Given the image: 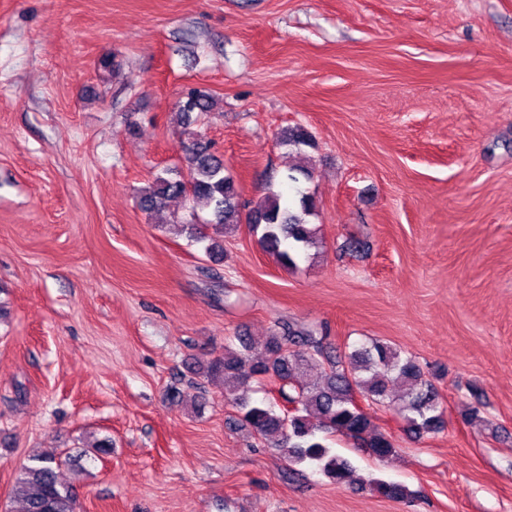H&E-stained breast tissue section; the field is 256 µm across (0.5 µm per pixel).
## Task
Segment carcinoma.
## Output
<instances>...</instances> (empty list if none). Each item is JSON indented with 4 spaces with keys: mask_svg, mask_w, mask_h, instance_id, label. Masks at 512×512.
I'll return each mask as SVG.
<instances>
[{
    "mask_svg": "<svg viewBox=\"0 0 512 512\" xmlns=\"http://www.w3.org/2000/svg\"><path fill=\"white\" fill-rule=\"evenodd\" d=\"M214 107L210 92L193 88L179 102L178 113L188 126L205 120ZM282 144L299 153L313 144V137L306 128L296 126L285 132ZM184 150L187 175L172 169L156 174L141 192L144 211L160 212L170 199H184L190 205V219L178 221L176 226L192 241L207 243L205 251L215 260L224 254V238L232 236L243 222L261 231L262 249L287 268L297 267V259L307 249L322 247L316 228L308 221L314 214L309 194L297 189L286 198L271 188L244 216L238 188L226 174L212 141L194 132ZM199 207L210 209V217L201 223L197 222ZM237 341L239 346L226 344L224 355L208 362L205 377L224 380V391L232 395L242 421L292 465H314L336 483L354 481L349 459L324 443L325 436L336 433L376 459L396 452L392 437L375 427L354 404L356 393L373 404L393 408L404 422V431L415 438L445 427L444 410L433 384L415 359L402 356L389 343L372 340L341 354L315 329L290 322L280 324L278 331L261 343L246 336ZM254 379L275 386L277 395L258 403L236 394ZM288 404L293 410L286 408ZM61 464V457L51 451L21 467L16 492L23 503L22 512H76L72 489L58 477ZM369 486L389 500L409 502L417 496L399 483L377 480Z\"/></svg>",
    "mask_w": 512,
    "mask_h": 512,
    "instance_id": "carcinoma-1",
    "label": "carcinoma"
}]
</instances>
